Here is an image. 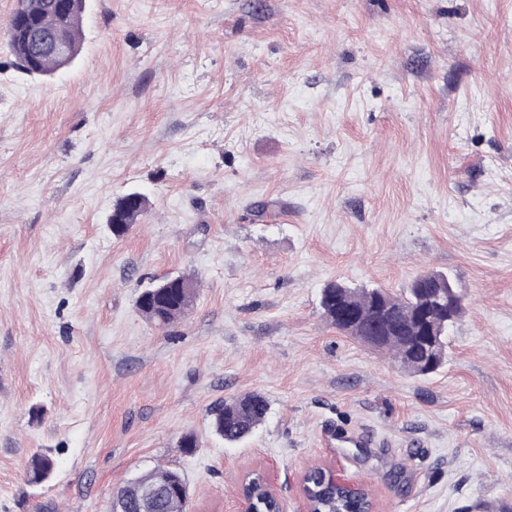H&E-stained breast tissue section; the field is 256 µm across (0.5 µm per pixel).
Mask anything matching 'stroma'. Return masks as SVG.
Instances as JSON below:
<instances>
[{
	"mask_svg": "<svg viewBox=\"0 0 512 512\" xmlns=\"http://www.w3.org/2000/svg\"><path fill=\"white\" fill-rule=\"evenodd\" d=\"M428 271L465 304L431 377L322 315L330 281ZM178 276L191 309L151 324ZM250 392L226 443L210 411ZM319 465L376 512L512 501V0H88L50 76L0 32V512H107L158 466L190 512H243L254 470L306 512ZM147 208V200L141 194L126 195L113 209L108 224H112V233L123 235ZM195 297L191 279L180 277L170 288L158 291L145 289L137 300L140 313L151 323L168 326L178 321L190 309ZM268 411L266 400L255 394H246L231 401H224L212 410L214 432L225 441L239 442L249 436L265 418ZM55 469L53 458L45 453H35L27 467L28 482L32 484H41L48 481Z\"/></svg>",
	"mask_w": 512,
	"mask_h": 512,
	"instance_id": "1",
	"label": "stroma"
}]
</instances>
